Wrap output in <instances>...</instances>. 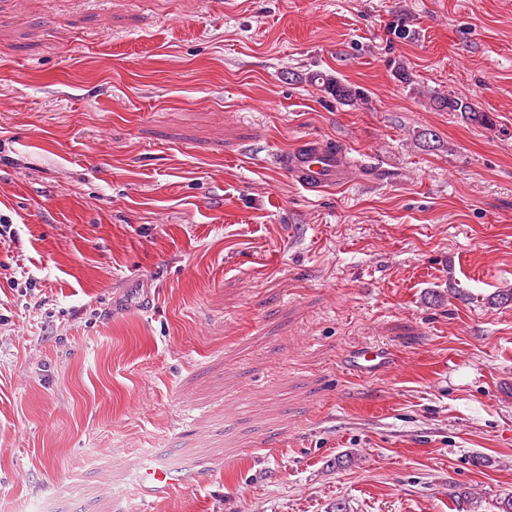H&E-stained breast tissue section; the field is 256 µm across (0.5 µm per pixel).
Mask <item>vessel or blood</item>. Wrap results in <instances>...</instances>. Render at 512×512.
Returning <instances> with one entry per match:
<instances>
[{"label": "vessel or blood", "mask_w": 512, "mask_h": 512, "mask_svg": "<svg viewBox=\"0 0 512 512\" xmlns=\"http://www.w3.org/2000/svg\"><path fill=\"white\" fill-rule=\"evenodd\" d=\"M276 165L297 185L308 191L342 187L353 179V167L345 161L335 146L316 140L308 141L291 152L275 157ZM352 370L363 376L379 374L390 366L387 353L377 349H362L351 355ZM141 489L154 497L165 496L174 483L170 472L158 468L144 469L138 478Z\"/></svg>", "instance_id": "1"}]
</instances>
